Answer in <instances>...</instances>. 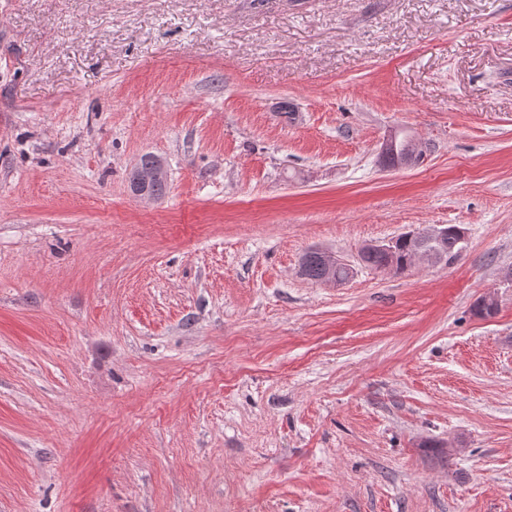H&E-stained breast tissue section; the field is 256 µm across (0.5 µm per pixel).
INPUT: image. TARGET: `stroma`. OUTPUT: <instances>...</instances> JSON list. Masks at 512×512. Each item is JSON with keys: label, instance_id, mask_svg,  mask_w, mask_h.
Listing matches in <instances>:
<instances>
[{"label": "stroma", "instance_id": "35a3bbf8", "mask_svg": "<svg viewBox=\"0 0 512 512\" xmlns=\"http://www.w3.org/2000/svg\"><path fill=\"white\" fill-rule=\"evenodd\" d=\"M0 512H512V0H0ZM155 163H161V161L154 155L146 154L142 156L140 164L142 166L148 167H141L138 169V172L136 171V169H134L130 173L129 184L133 192H135L134 186L136 183V179H138V182L142 186L147 187L151 182L166 178V171L164 166L154 165ZM167 187V180H165L149 185L147 187V192L154 197H161L166 193ZM440 230L441 239L435 243H430L419 231H408L391 239L386 247L367 244L359 251V261L366 267L399 275L417 262L419 255L436 249L443 255V262L451 264L467 247L466 231L458 224H448ZM440 230L434 228L423 233L434 237ZM325 253L318 249L306 252L301 260L300 275L311 281L322 282L327 264Z\"/></svg>", "mask_w": 512, "mask_h": 512}]
</instances>
